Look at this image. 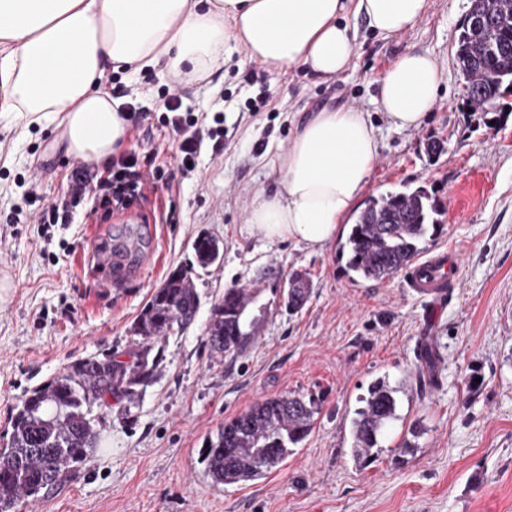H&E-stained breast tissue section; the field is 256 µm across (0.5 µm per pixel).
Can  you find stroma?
Here are the masks:
<instances>
[{
    "instance_id": "35a3bbf8",
    "label": "stroma",
    "mask_w": 512,
    "mask_h": 512,
    "mask_svg": "<svg viewBox=\"0 0 512 512\" xmlns=\"http://www.w3.org/2000/svg\"><path fill=\"white\" fill-rule=\"evenodd\" d=\"M468 5L430 0L415 27L389 38L346 16L355 54L327 81L303 69L258 73L238 54L201 81L185 66L184 110L208 126L222 119L225 131L221 148L204 141L196 177L136 213L65 226L0 223V279L13 285L0 304V434L32 390L72 362L128 359L136 317L170 273L192 265L196 236L224 244L220 264L193 274L194 324L156 343L152 382L135 401L102 407L89 463L18 512H512V92L468 111L454 60ZM407 51L430 53L444 83L423 125L398 130L378 106V80ZM326 108L369 115L379 158L365 197L406 185L441 202L432 247L462 260L446 306L428 309L399 273L352 282L337 244L312 254L248 235L254 188H273L278 154ZM163 117L143 120L142 146L157 147V165L174 170L177 141ZM62 133L54 114L19 126L0 118L11 142L0 158V216L26 197L62 194L74 162ZM156 207L175 208L178 223L150 229ZM95 231L146 235L152 262L120 287H101L85 256ZM294 272L308 277L311 294L291 313L281 288ZM233 286L256 289L263 316L254 343L224 357L204 331ZM379 377L408 388L363 465L351 453L350 419ZM286 394L313 401L311 433L264 477L214 485L200 455L206 440L255 402Z\"/></svg>"
}]
</instances>
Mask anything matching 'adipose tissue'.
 I'll list each match as a JSON object with an SVG mask.
<instances>
[{
    "label": "adipose tissue",
    "instance_id": "1",
    "mask_svg": "<svg viewBox=\"0 0 512 512\" xmlns=\"http://www.w3.org/2000/svg\"><path fill=\"white\" fill-rule=\"evenodd\" d=\"M429 0H0V115L60 113L68 154L107 162L126 142L120 100L99 89L107 64L173 81L240 52L268 71H345L355 38L344 14L389 37L414 27ZM444 81L424 52L400 55L379 79V105L398 129L419 127ZM379 157L365 113L325 109L296 132L258 187L247 228L259 241L318 252L354 210Z\"/></svg>",
    "mask_w": 512,
    "mask_h": 512
}]
</instances>
